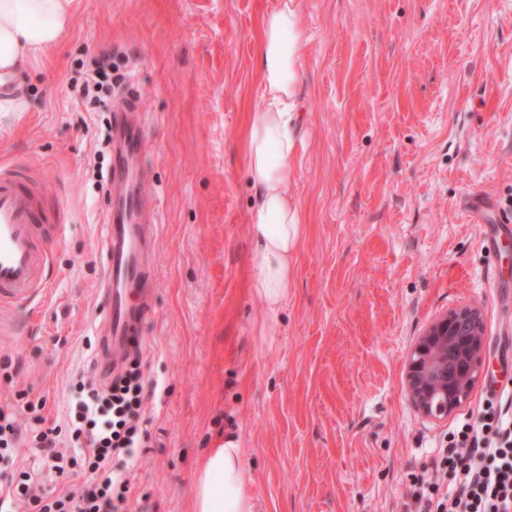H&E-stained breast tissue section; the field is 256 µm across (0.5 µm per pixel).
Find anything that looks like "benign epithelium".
<instances>
[{"instance_id":"benign-epithelium-1","label":"benign epithelium","mask_w":512,"mask_h":512,"mask_svg":"<svg viewBox=\"0 0 512 512\" xmlns=\"http://www.w3.org/2000/svg\"><path fill=\"white\" fill-rule=\"evenodd\" d=\"M484 325L475 307L436 320L409 352L408 391L428 416H447L467 400L483 367Z\"/></svg>"}]
</instances>
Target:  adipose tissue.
I'll use <instances>...</instances> for the list:
<instances>
[{
    "instance_id": "1",
    "label": "adipose tissue",
    "mask_w": 512,
    "mask_h": 512,
    "mask_svg": "<svg viewBox=\"0 0 512 512\" xmlns=\"http://www.w3.org/2000/svg\"><path fill=\"white\" fill-rule=\"evenodd\" d=\"M74 0H0V112H25L19 75L46 60L67 36ZM305 41L300 0H278L263 21L255 58L261 77L258 112L245 142L255 264L251 289L265 309L264 333L274 335L293 279L303 224L293 194V160L301 141L299 64ZM245 452L234 436L209 449L192 480L193 512H255Z\"/></svg>"
}]
</instances>
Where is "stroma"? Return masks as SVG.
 <instances>
[{"mask_svg": "<svg viewBox=\"0 0 512 512\" xmlns=\"http://www.w3.org/2000/svg\"><path fill=\"white\" fill-rule=\"evenodd\" d=\"M73 25L27 74L26 112L0 114V163L33 168L62 220L43 227L51 287L0 307L10 387L62 422L71 386L103 357L99 289L114 198L107 125L135 96L147 143L139 191L156 205L154 307L141 352L158 388L130 502L190 512L193 471L231 434L256 512H405L418 470L512 364V247L495 252L460 205L512 209V0H300L304 235L275 336L249 288L252 191L244 138L253 67L278 0H75ZM112 58L86 111L79 61ZM484 323V373L445 417L407 387L408 352L451 310Z\"/></svg>", "mask_w": 512, "mask_h": 512, "instance_id": "35a3bbf8", "label": "stroma"}]
</instances>
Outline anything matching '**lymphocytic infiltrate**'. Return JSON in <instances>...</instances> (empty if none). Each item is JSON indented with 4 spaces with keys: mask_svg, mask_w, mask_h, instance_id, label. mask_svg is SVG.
<instances>
[{
    "mask_svg": "<svg viewBox=\"0 0 512 512\" xmlns=\"http://www.w3.org/2000/svg\"><path fill=\"white\" fill-rule=\"evenodd\" d=\"M63 425L46 426V399L0 392V512H128L129 460L144 442L142 416L155 386L140 355L120 371L80 376ZM42 451L41 468L18 462ZM83 484H72L75 476ZM406 512H512V385L459 420L446 445L411 476Z\"/></svg>",
    "mask_w": 512,
    "mask_h": 512,
    "instance_id": "1",
    "label": "lymphocytic infiltrate"
}]
</instances>
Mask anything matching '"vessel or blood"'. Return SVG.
Segmentation results:
<instances>
[{"label": "vessel or blood", "instance_id": "1", "mask_svg": "<svg viewBox=\"0 0 512 512\" xmlns=\"http://www.w3.org/2000/svg\"><path fill=\"white\" fill-rule=\"evenodd\" d=\"M145 153L141 135H128L124 156L113 161V177L127 178L131 162H142ZM462 203L482 225L488 247L496 249L512 240V214L501 211L495 199L468 195ZM122 204L121 223L110 227L101 290L108 345L116 362L140 345V323L155 288L149 270L152 235L145 219L146 201L135 194L124 197ZM58 220V210L46 203L30 175L0 167V299L22 306L47 293L51 259L39 227Z\"/></svg>", "mask_w": 512, "mask_h": 512}]
</instances>
